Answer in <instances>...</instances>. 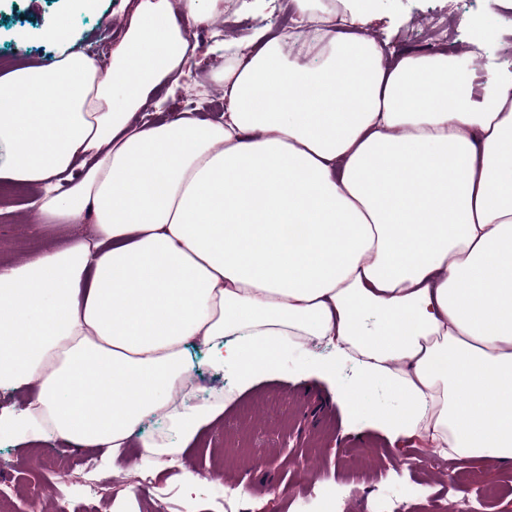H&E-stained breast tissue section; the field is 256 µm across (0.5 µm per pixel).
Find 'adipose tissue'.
I'll list each match as a JSON object with an SVG mask.
<instances>
[{"label":"adipose tissue","mask_w":512,"mask_h":512,"mask_svg":"<svg viewBox=\"0 0 512 512\" xmlns=\"http://www.w3.org/2000/svg\"><path fill=\"white\" fill-rule=\"evenodd\" d=\"M289 0L287 33L217 40L221 120L137 113L180 87L224 0H136L100 73L68 16L48 66L0 69V184L73 237L0 265V438L176 458L223 405L174 403L189 346L240 389L288 349L340 405L448 458L512 464V61L395 53L371 0ZM381 385L396 403H370Z\"/></svg>","instance_id":"ef3b65f1"}]
</instances>
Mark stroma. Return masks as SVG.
<instances>
[{
    "mask_svg": "<svg viewBox=\"0 0 512 512\" xmlns=\"http://www.w3.org/2000/svg\"><path fill=\"white\" fill-rule=\"evenodd\" d=\"M374 11L394 21L399 48L427 49L440 44L459 60H468L473 20L483 19L512 32V10L492 0H372ZM126 0H0V64L12 61L51 63L56 48L47 33L56 16L68 13L73 35L85 53L111 51L123 32ZM236 17L217 23L222 37L244 38L254 29L280 30L275 10L236 8ZM86 221L49 224L29 208L24 193L0 198V259H18L30 241L59 245L87 232ZM299 351L288 353L284 369L253 387L237 390L224 370L210 365L207 351H193L196 404L223 400L224 412L204 428L178 465L157 473L165 494L144 485L142 441L167 432L166 422L145 421L128 439L116 465L106 464L97 448L55 447L10 440L0 444V470L16 492L0 512H217L226 487L240 488L245 512H288V501L301 489H313L310 512H336L348 498L349 512H368L365 488L404 503V512H458L469 501L471 512H512V465L491 466L478 458L448 459L418 440L391 442L379 429L351 418L336 400L339 382L317 373H298ZM243 436L245 461L227 454L234 436ZM199 474L186 486L183 470ZM466 479L449 490L455 473ZM104 482L109 494L91 497L85 487Z\"/></svg>",
    "mask_w": 512,
    "mask_h": 512,
    "instance_id": "stroma-1",
    "label": "stroma"
}]
</instances>
